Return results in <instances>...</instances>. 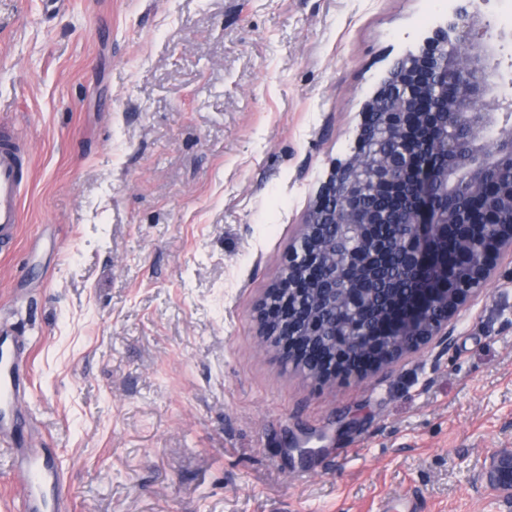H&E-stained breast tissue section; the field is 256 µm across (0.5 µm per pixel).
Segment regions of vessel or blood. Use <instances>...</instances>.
Returning <instances> with one entry per match:
<instances>
[{
	"mask_svg": "<svg viewBox=\"0 0 512 512\" xmlns=\"http://www.w3.org/2000/svg\"><path fill=\"white\" fill-rule=\"evenodd\" d=\"M26 159L22 138L0 135V252L14 244L22 222ZM28 351L25 337L0 321V447L13 451L10 477L18 512H70L54 449L34 446L29 436L23 412L33 396Z\"/></svg>",
	"mask_w": 512,
	"mask_h": 512,
	"instance_id": "vessel-or-blood-1",
	"label": "vessel or blood"
}]
</instances>
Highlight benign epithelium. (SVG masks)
<instances>
[{
  "instance_id": "benign-epithelium-1",
  "label": "benign epithelium",
  "mask_w": 512,
  "mask_h": 512,
  "mask_svg": "<svg viewBox=\"0 0 512 512\" xmlns=\"http://www.w3.org/2000/svg\"><path fill=\"white\" fill-rule=\"evenodd\" d=\"M484 35L475 16L460 11L419 52L398 59L366 103L352 155L319 187L256 308L262 343L283 365L302 367L292 322L298 315L304 336L332 348L325 366L306 370L322 384L362 381L423 349L446 348L454 319L486 290L497 258L512 261V224H474L479 213L512 210V114L488 101L496 64ZM411 123L420 145L410 164L406 151L385 144L402 143ZM370 181L404 183L413 202L407 223L378 239L368 229L385 223L384 214L339 206L360 198ZM464 185L473 208L462 212L452 199ZM407 242L411 251L397 274L413 285L409 300L372 331L357 316L352 271L383 264Z\"/></svg>"
}]
</instances>
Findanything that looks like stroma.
Masks as SVG:
<instances>
[{"label":"stroma","instance_id":"35a3bbf8","mask_svg":"<svg viewBox=\"0 0 512 512\" xmlns=\"http://www.w3.org/2000/svg\"><path fill=\"white\" fill-rule=\"evenodd\" d=\"M512 0H0L32 158L0 316L72 512H512V263L448 350L323 385L255 308L394 62Z\"/></svg>","mask_w":512,"mask_h":512}]
</instances>
